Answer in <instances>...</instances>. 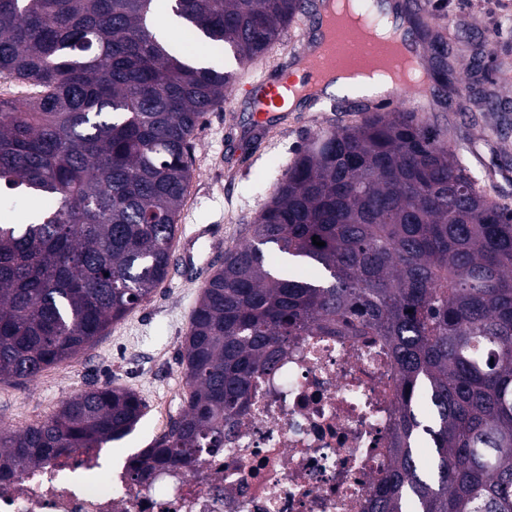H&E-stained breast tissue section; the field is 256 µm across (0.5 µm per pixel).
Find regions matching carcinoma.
Returning a JSON list of instances; mask_svg holds the SVG:
<instances>
[{"instance_id":"cac0c4a2","label":"carcinoma","mask_w":512,"mask_h":512,"mask_svg":"<svg viewBox=\"0 0 512 512\" xmlns=\"http://www.w3.org/2000/svg\"><path fill=\"white\" fill-rule=\"evenodd\" d=\"M164 9L204 63L158 36ZM316 12L310 0H0V76L30 87L0 96V192L51 201L16 224L0 197V380H35L151 298L197 130L236 67ZM420 36L447 85L455 46ZM473 104L500 101L483 88ZM248 234L202 289L180 351L187 404L130 458L133 480L222 451L289 340L378 336L403 402L367 512H512V212L445 135L406 109L320 129ZM306 265L318 276H298ZM143 416L134 391L93 384L33 426L0 427V477L120 440Z\"/></svg>"}]
</instances>
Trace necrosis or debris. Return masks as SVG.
I'll list each match as a JSON object with an SVG mask.
<instances>
[{
    "instance_id": "obj_1",
    "label": "necrosis or debris",
    "mask_w": 512,
    "mask_h": 512,
    "mask_svg": "<svg viewBox=\"0 0 512 512\" xmlns=\"http://www.w3.org/2000/svg\"><path fill=\"white\" fill-rule=\"evenodd\" d=\"M400 405L383 340L303 336L192 470L135 483L80 449L0 480V512H366Z\"/></svg>"
}]
</instances>
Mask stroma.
<instances>
[{"label":"stroma","instance_id":"1","mask_svg":"<svg viewBox=\"0 0 512 512\" xmlns=\"http://www.w3.org/2000/svg\"><path fill=\"white\" fill-rule=\"evenodd\" d=\"M424 23L461 48L448 75V107L426 108L420 119L445 130L448 141L476 176L481 191L512 209V123L501 124L494 112L468 113L470 88L484 84L512 101V0H419ZM315 27L299 21L285 30L261 60L229 92L224 108L209 113L197 133L194 178L181 211L178 233L218 224L224 247L211 253L219 267L226 249L245 240L244 228L270 199L293 156L309 133L360 120L357 112H336L335 96L305 104L279 118L259 120L246 87L269 73H280L293 50ZM490 51L485 69L468 67L473 47ZM202 291L201 281L169 274L149 301L112 325L84 353L47 369L33 382H0V427L22 430L58 410L61 402L89 383H112L138 394L145 415L136 429L108 443L106 451L121 459L159 438L158 418L177 416L186 405L188 387L179 364L181 344Z\"/></svg>","mask_w":512,"mask_h":512}]
</instances>
